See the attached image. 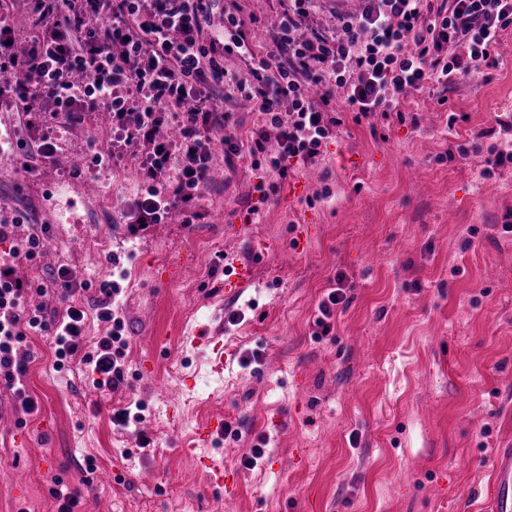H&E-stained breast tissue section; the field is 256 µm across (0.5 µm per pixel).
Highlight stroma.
I'll return each instance as SVG.
<instances>
[{
	"mask_svg": "<svg viewBox=\"0 0 512 512\" xmlns=\"http://www.w3.org/2000/svg\"><path fill=\"white\" fill-rule=\"evenodd\" d=\"M497 53L486 79L426 82L403 115L343 113L318 162L266 173L278 193L253 222L244 156L216 160L194 223L130 233L120 215L140 194L137 163L91 162L112 147L105 113L53 127L55 158L32 172L0 156V224L46 238L26 279L65 266L87 282L74 297L86 353L112 329L97 284L116 280L128 336L116 393L93 388L85 365L57 369L51 337L23 342L39 409L0 387V512H55L58 479L80 483L76 512H486L496 453L512 448V166L481 179L483 155L457 147L512 138V27ZM339 283L347 300L318 335L317 306ZM197 334L218 337L223 365ZM130 405L142 420L113 424ZM217 416L239 430L205 449L233 478L227 496L183 453ZM262 433L270 445L245 467Z\"/></svg>",
	"mask_w": 512,
	"mask_h": 512,
	"instance_id": "35a3bbf8",
	"label": "stroma"
}]
</instances>
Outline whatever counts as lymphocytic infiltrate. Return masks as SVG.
Returning a JSON list of instances; mask_svg holds the SVG:
<instances>
[{
    "label": "lymphocytic infiltrate",
    "instance_id": "lymphocytic-infiltrate-1",
    "mask_svg": "<svg viewBox=\"0 0 512 512\" xmlns=\"http://www.w3.org/2000/svg\"><path fill=\"white\" fill-rule=\"evenodd\" d=\"M215 2L20 0L29 21L23 36L1 7L0 109L24 117L16 145L49 159L56 147L45 134L30 139L33 127L51 119L76 126L109 113L112 149L93 161L137 159L144 191L124 216L135 232L202 199L216 147L225 161L245 153L254 171L287 178L290 164L315 163L333 138L341 123L336 100L359 119L399 111L425 80L446 87L496 67L498 37L512 26V0H363L361 12L334 13V28L316 30L308 21L325 0H284L261 51L241 0H223L220 29L210 22ZM232 56L251 60L248 77L226 67ZM240 99L263 122L245 142L224 135L232 118L225 105ZM166 123L176 139L159 138ZM44 245L41 235H30L0 264V381L29 413L38 404L24 384L28 365L19 350L32 335L53 337L57 364L89 365L94 388L114 392L124 382L125 321L112 314L118 283L100 282L96 305L112 331L95 354H82L85 311L71 302L78 286L72 272L59 268L47 287L14 277V263ZM50 291L66 302L64 313L51 310Z\"/></svg>",
    "mask_w": 512,
    "mask_h": 512
}]
</instances>
